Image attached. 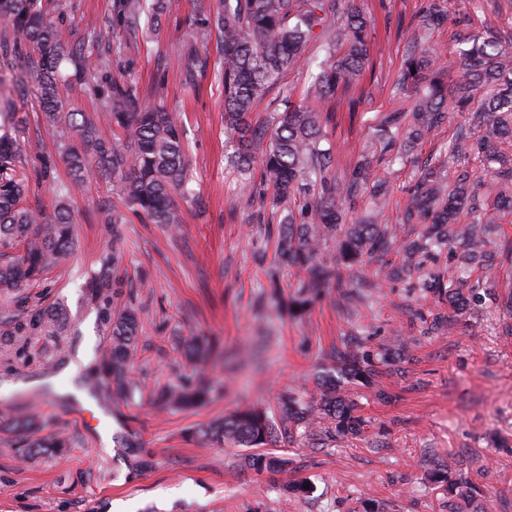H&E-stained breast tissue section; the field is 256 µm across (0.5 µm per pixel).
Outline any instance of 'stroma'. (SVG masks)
I'll list each match as a JSON object with an SVG mask.
<instances>
[{"instance_id": "stroma-1", "label": "stroma", "mask_w": 512, "mask_h": 512, "mask_svg": "<svg viewBox=\"0 0 512 512\" xmlns=\"http://www.w3.org/2000/svg\"><path fill=\"white\" fill-rule=\"evenodd\" d=\"M73 39L108 29L112 0H57ZM375 24L374 71L355 94L367 114L406 109L394 96L412 15L428 0H355ZM157 39L112 54L108 74L125 76L147 97L158 58H170L192 34V0H165ZM472 28L512 34V0L477 9L475 0H450L448 17L431 36L443 49L439 66L448 85L462 74L450 43L456 20ZM168 104L179 105L187 133L193 180L190 200L176 199L175 224H154L126 210L109 175L92 169L86 190L68 201L76 224L69 257L25 290L29 301L65 305L69 325L56 341L27 346L17 356L0 354V512H363L364 500L390 512H448L428 475L449 467L473 480L479 494L462 501V512H512V451L497 447L496 434L512 435V316L493 299L456 315L418 286L390 283L362 292L356 280L322 290L295 311L299 276L283 265L269 227L280 217L257 206L229 166L224 97L213 75L187 89L176 68L167 71ZM27 149L19 165L29 183L28 203L52 212V188L67 179L62 159L45 169L57 132L34 97L15 98ZM339 124L328 129L339 167L358 160L369 132L349 123L346 96L331 105ZM435 148L420 143L400 160L375 158L378 176L392 194L386 224L398 236L416 237L423 227L403 221V204L418 170ZM122 211L124 223L112 221ZM120 260L105 265L111 253ZM107 268L112 309L136 308L139 328L130 377L131 398L91 406L79 418L66 371L78 354L107 351L112 338L98 308L86 300V281ZM371 335L372 343L407 352L372 387H357L359 412L368 427L358 439H305L282 445L296 462L293 476L311 483L307 499L282 501L286 475L256 474L238 451L202 447L189 431L249 408L275 407L287 390L305 399L332 368L327 355L343 336ZM202 336L208 360L190 363L181 340ZM202 382L215 391L204 404L179 409L159 402L170 384ZM33 416L41 435L60 434L70 449L60 456L28 457L24 440L8 430L16 417ZM151 449L156 465L130 473L129 441Z\"/></svg>"}]
</instances>
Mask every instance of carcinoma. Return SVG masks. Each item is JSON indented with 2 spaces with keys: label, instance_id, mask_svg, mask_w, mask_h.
<instances>
[{
  "label": "carcinoma",
  "instance_id": "carcinoma-1",
  "mask_svg": "<svg viewBox=\"0 0 512 512\" xmlns=\"http://www.w3.org/2000/svg\"><path fill=\"white\" fill-rule=\"evenodd\" d=\"M447 0H430L413 21L402 72L393 86L399 95L414 90L407 112H378L369 119L372 129L360 159L339 174L331 149L320 148L327 103L355 87L371 58V20L350 0H194L195 31L175 51L174 63L184 85L196 87L208 70L224 95V125L236 148L230 164L252 194L265 199L273 189L272 205L282 209L276 247L281 261L305 274L302 292L313 293L332 282L353 276L362 258L381 259L391 251L400 262L382 264L378 277L386 281L420 280L422 288L457 312L482 302L490 290V274L512 264V237L491 242V216L512 211V54L498 37L474 36L460 30L453 41L461 51L464 78L448 99V85L435 66L430 34L447 17ZM163 0H112V28L127 37L159 30ZM0 22L10 32L0 38V51L23 54L24 71L11 79L20 95H33L56 128L69 179L55 187L53 218L26 205L28 185L20 176L23 132L0 136V306L11 322L0 334V348L17 336H55L66 316L60 306L36 305L21 319L10 307L25 303L22 288L61 262L71 251L74 224L67 200L84 190L89 164L112 174L121 200L154 224H174L173 196L187 199L193 174L187 161L185 128L176 110L164 102L165 73L155 84L154 103L142 105L133 85L107 76L100 84L92 72L105 66L112 51L110 36L93 30L73 42L64 22L51 16L48 0H0ZM216 42L211 59L209 42ZM317 42L327 60L312 76L304 100L293 101L285 74L308 65L306 49ZM85 94L104 95L112 123L125 133L121 143L98 136L97 126L84 112L66 109L59 84ZM269 100L271 111L263 121L249 119L254 105ZM471 113L451 139L439 146V158L428 159L408 189L404 204L407 224H427L420 237L397 241L382 225L389 187L376 176L371 158L409 152L435 138L448 124V105ZM264 141L268 148L260 162V177L253 175L250 147ZM94 157H89L88 151ZM480 167L492 174L484 182L474 173ZM369 195L372 210L346 220L345 208ZM466 212L473 223L460 224ZM109 261L88 283V295L98 306L112 335L110 352L88 371L92 391L115 396L133 391L128 366L135 353L139 315L134 309L112 311ZM399 353L370 346L367 336H346L331 352L340 364V377L322 379L319 398L307 402L289 395L278 411L247 409L221 422L198 429L208 446L246 448L247 467L270 475L292 470L286 454L269 451L286 436L307 438L316 428L331 436H357L365 420L347 388L370 381L375 368L395 361ZM208 389L168 387L162 402L181 408L201 404ZM448 500H464L478 492L472 481L434 473ZM306 481L278 486L284 497L309 493Z\"/></svg>",
  "mask_w": 512,
  "mask_h": 512
}]
</instances>
